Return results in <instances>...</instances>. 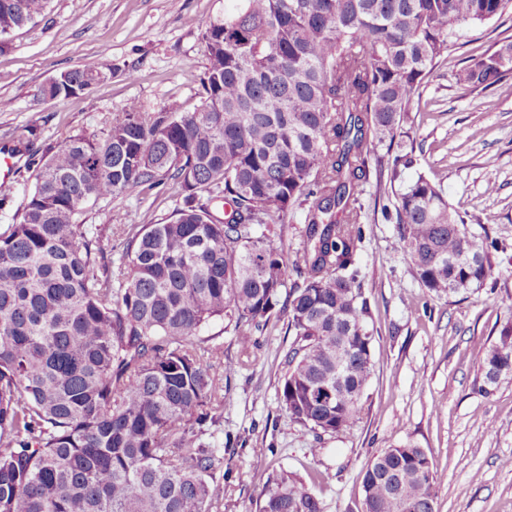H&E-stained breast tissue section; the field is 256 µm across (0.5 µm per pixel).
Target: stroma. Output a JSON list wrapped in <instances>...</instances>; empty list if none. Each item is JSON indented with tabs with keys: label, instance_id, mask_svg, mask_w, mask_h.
Here are the masks:
<instances>
[{
	"label": "stroma",
	"instance_id": "35a3bbf8",
	"mask_svg": "<svg viewBox=\"0 0 512 512\" xmlns=\"http://www.w3.org/2000/svg\"><path fill=\"white\" fill-rule=\"evenodd\" d=\"M225 0H50L47 14L16 31L0 53V141L43 155L76 134L93 135L131 101L155 112L199 102L207 58L202 32L224 16ZM195 17L196 25L185 22ZM512 37V12L465 28L419 97L408 126L415 162L405 179L425 173L443 187L469 230L496 242L494 274L479 290L452 298L429 293L398 246L385 215L391 189L367 183L360 198L364 230L357 268L372 313L375 364L361 412L338 435H315L293 422L278 391L293 336L283 316L255 332L243 356L223 321L200 335L224 347L209 373L223 384L224 414L206 426L203 442L224 445L215 477L224 481L216 512H253L267 481L300 478L323 512H363L362 476L384 449L424 448L441 479L436 512H512V379L492 394L480 390L477 347L493 342L512 320V78L486 90L456 82L468 56ZM102 68L106 77L83 94L44 101L39 87L67 70ZM174 208L168 187L150 195L89 203L84 223L166 221ZM237 370L225 376V360ZM263 456H256V449Z\"/></svg>",
	"mask_w": 512,
	"mask_h": 512
}]
</instances>
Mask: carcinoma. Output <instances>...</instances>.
<instances>
[{
  "instance_id": "carcinoma-1",
  "label": "carcinoma",
  "mask_w": 512,
  "mask_h": 512,
  "mask_svg": "<svg viewBox=\"0 0 512 512\" xmlns=\"http://www.w3.org/2000/svg\"><path fill=\"white\" fill-rule=\"evenodd\" d=\"M50 0H0V52ZM202 32L200 104L130 102L100 134L46 150L20 220L0 231V512H211L224 498L209 375L222 320L244 354L273 314L294 340L279 400L293 421L346 431L373 373L371 310L356 264L369 164L387 168L397 237L438 297L492 276L486 241L413 164L404 125L455 29L512 0H227ZM103 77L63 71L40 88L69 98ZM512 78V39L457 74L471 89ZM386 149V155L379 153ZM171 185L166 222L134 224L105 250L87 204ZM304 225L288 283L276 228ZM482 389L512 379V323L480 348ZM438 472L410 443L363 474L364 512H435ZM257 512H322L288 474Z\"/></svg>"
}]
</instances>
